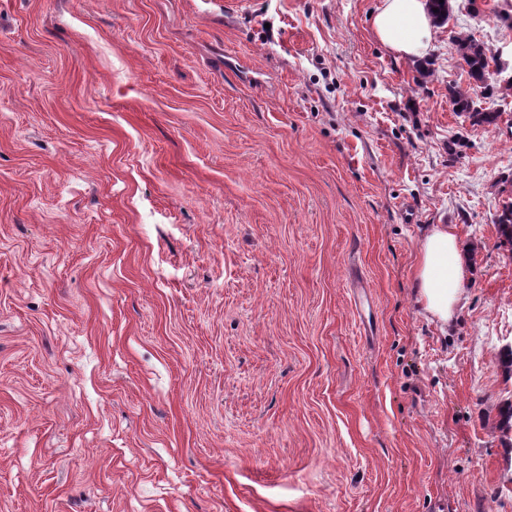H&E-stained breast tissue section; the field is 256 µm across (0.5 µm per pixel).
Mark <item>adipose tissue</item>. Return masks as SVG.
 Wrapping results in <instances>:
<instances>
[{
    "instance_id": "adipose-tissue-1",
    "label": "adipose tissue",
    "mask_w": 512,
    "mask_h": 512,
    "mask_svg": "<svg viewBox=\"0 0 512 512\" xmlns=\"http://www.w3.org/2000/svg\"><path fill=\"white\" fill-rule=\"evenodd\" d=\"M435 22L431 0H381L372 33L396 56L421 62L429 57ZM471 279L468 247L456 225H429L413 267L415 302L422 312L440 325L451 324Z\"/></svg>"
}]
</instances>
